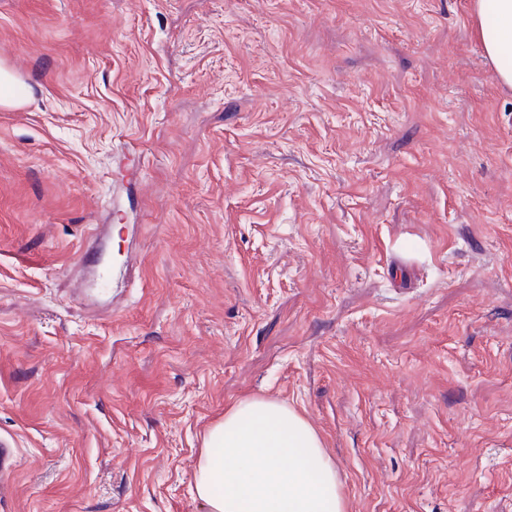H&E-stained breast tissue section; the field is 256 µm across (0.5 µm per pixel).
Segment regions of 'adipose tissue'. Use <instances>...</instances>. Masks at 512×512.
<instances>
[{
  "label": "adipose tissue",
  "mask_w": 512,
  "mask_h": 512,
  "mask_svg": "<svg viewBox=\"0 0 512 512\" xmlns=\"http://www.w3.org/2000/svg\"><path fill=\"white\" fill-rule=\"evenodd\" d=\"M475 15L486 57L512 87V0H475ZM193 494L208 512H346L321 436L296 408L259 396L209 430Z\"/></svg>",
  "instance_id": "ef3b65f1"
}]
</instances>
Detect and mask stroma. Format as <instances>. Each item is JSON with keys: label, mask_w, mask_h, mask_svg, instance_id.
Returning <instances> with one entry per match:
<instances>
[{"label": "stroma", "mask_w": 512, "mask_h": 512, "mask_svg": "<svg viewBox=\"0 0 512 512\" xmlns=\"http://www.w3.org/2000/svg\"><path fill=\"white\" fill-rule=\"evenodd\" d=\"M0 512H207L305 415L346 512H512V89L472 0H0ZM30 88L10 69L0 65V107L9 109L29 101ZM193 494L208 512H346L321 436L296 408L259 396L209 430Z\"/></svg>", "instance_id": "stroma-1"}]
</instances>
